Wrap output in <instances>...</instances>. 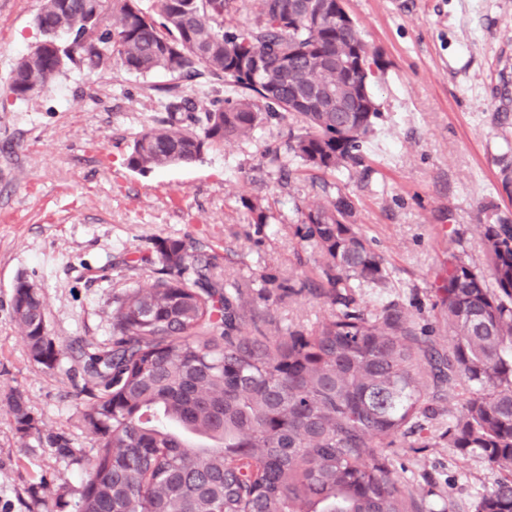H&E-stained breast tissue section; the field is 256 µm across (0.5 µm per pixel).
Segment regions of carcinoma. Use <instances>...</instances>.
Returning a JSON list of instances; mask_svg holds the SVG:
<instances>
[{"mask_svg":"<svg viewBox=\"0 0 512 512\" xmlns=\"http://www.w3.org/2000/svg\"><path fill=\"white\" fill-rule=\"evenodd\" d=\"M333 2L258 0L254 23L240 27L224 24L238 0H158L155 10L112 0L115 21L99 28V0H44L36 24L53 49L23 56L9 89L27 99L77 56L89 70L114 62L140 75L203 64L239 92L200 114L189 99L168 102V120L133 139L132 169L194 163L289 113L301 122L293 156L334 174L360 163L379 108L371 69L345 67L366 43L336 21ZM255 55L257 74L242 68ZM246 206L253 223H267L262 200ZM356 213L352 196L327 191L301 210L325 288L266 279L284 296L307 292L336 307L307 334L262 328L224 294L210 262L181 240L153 243L158 276L118 299L112 342L81 354L91 385L82 424L96 449L77 512H425L383 449L415 434L419 416L458 386L469 397L448 445L507 471L477 512H512V220L485 226L488 276L448 262V348L439 349L403 306L372 313L356 302L352 289L386 280ZM12 310L31 358L54 368L60 350L34 282H17ZM7 406L21 436L40 431L21 395Z\"/></svg>","mask_w":512,"mask_h":512,"instance_id":"cac0c4a2","label":"carcinoma"}]
</instances>
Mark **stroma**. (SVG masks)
Listing matches in <instances>:
<instances>
[{
	"label": "stroma",
	"instance_id": "obj_1",
	"mask_svg": "<svg viewBox=\"0 0 512 512\" xmlns=\"http://www.w3.org/2000/svg\"><path fill=\"white\" fill-rule=\"evenodd\" d=\"M42 6L0 0V512H76L95 442L80 422L87 398L75 355L109 342L118 299L154 279L156 264L139 258L155 240L204 251L247 313L272 319L279 333H307L332 307L309 294L279 297L265 280L319 281V253L299 234L300 208L325 186L351 194L388 272L385 284L356 289L357 301L371 312L399 303L447 347L449 258L485 271V225L512 218L500 162L512 159V0H345L384 63L370 84L379 116L361 164L322 181L288 152L300 127L290 114L193 164L131 170L135 134L165 118L172 95L203 104L236 95L202 65L178 78L71 63L44 91L16 100L8 79L42 38ZM272 150L290 176L270 164ZM256 197L269 206L263 225L243 204ZM22 277L38 285L48 333L63 351L55 369L30 358L14 322ZM14 392L40 435L16 432L6 407ZM467 397L462 388L443 397L424 422L422 447L387 451L394 474L431 512H475L503 476L483 455L448 444ZM49 434L65 435L69 448L50 447Z\"/></svg>",
	"mask_w": 512,
	"mask_h": 512
}]
</instances>
